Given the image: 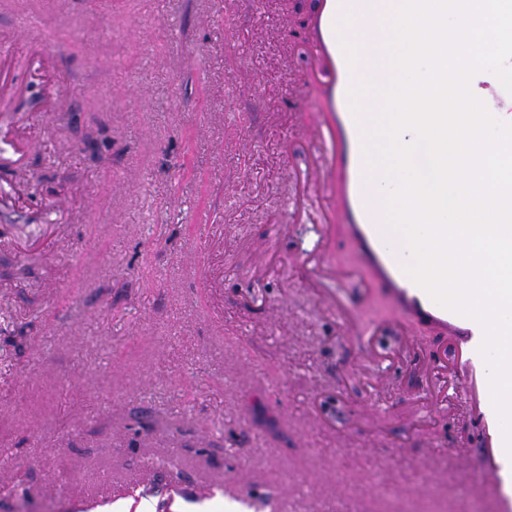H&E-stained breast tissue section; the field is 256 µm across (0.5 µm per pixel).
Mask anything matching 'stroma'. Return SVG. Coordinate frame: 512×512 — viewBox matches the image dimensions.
Returning a JSON list of instances; mask_svg holds the SVG:
<instances>
[{
  "instance_id": "stroma-1",
  "label": "stroma",
  "mask_w": 512,
  "mask_h": 512,
  "mask_svg": "<svg viewBox=\"0 0 512 512\" xmlns=\"http://www.w3.org/2000/svg\"><path fill=\"white\" fill-rule=\"evenodd\" d=\"M321 0H0V512H495L451 337L321 265Z\"/></svg>"
}]
</instances>
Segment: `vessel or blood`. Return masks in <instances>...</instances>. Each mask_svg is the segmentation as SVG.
Wrapping results in <instances>:
<instances>
[{
  "instance_id": "b4317fda",
  "label": "vessel or blood",
  "mask_w": 512,
  "mask_h": 512,
  "mask_svg": "<svg viewBox=\"0 0 512 512\" xmlns=\"http://www.w3.org/2000/svg\"><path fill=\"white\" fill-rule=\"evenodd\" d=\"M392 7L393 0H322L314 19L312 47L321 64V109L333 115L334 121L324 129L307 131L306 136L320 146L330 182L327 206L355 240L356 268L373 270L404 321L453 330L459 347L467 354L473 379L481 382L486 377V365L478 353L482 330L476 321L436 304L406 273L409 253L393 233L388 210L373 194L371 156L365 150V133L371 128L373 115L357 111L351 104V73L342 47L349 31L337 28L336 21L349 15L373 31ZM484 88L489 111L512 107V94L505 91L498 78L485 81ZM477 416L495 449L485 470L498 492V512H512V470L502 464L503 438L492 404L484 403Z\"/></svg>"
}]
</instances>
